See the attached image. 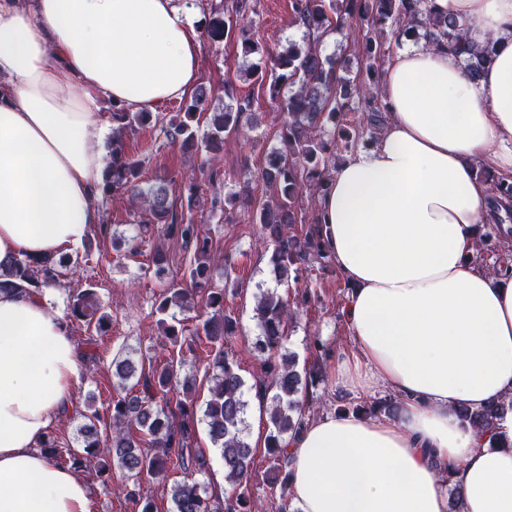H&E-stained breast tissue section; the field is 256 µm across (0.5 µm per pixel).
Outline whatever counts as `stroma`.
<instances>
[{
    "label": "stroma",
    "instance_id": "1",
    "mask_svg": "<svg viewBox=\"0 0 512 512\" xmlns=\"http://www.w3.org/2000/svg\"><path fill=\"white\" fill-rule=\"evenodd\" d=\"M256 13L250 18L254 38L266 50L272 51L287 45L288 41H301L302 32L292 21V0H254ZM366 31L364 22H353L341 33L329 36L321 44L324 55L345 60L351 80H359L364 64L358 54V44ZM256 56H244L235 39L213 43L200 39L197 84L211 89L215 99H222L225 85H233L240 92L253 93L256 122L249 140L228 136L223 152L209 161L207 173H199L198 160L181 150L179 145L166 140L160 127L142 130L128 137L126 150L145 159V183L169 176L173 204H180L186 193L189 178H196L204 191L205 199L223 198L224 195L250 189L254 201L268 199L267 188L257 177L258 169L267 155L280 143L277 135L284 118L274 103L264 93L256 79H248L244 71ZM105 227L94 231L84 250L90 255L89 263L79 264L69 271L59 284L52 287L48 297L53 308L66 310L67 300L74 289L86 283L95 284L103 302L112 307V329L99 337L97 363L94 375L84 376L75 388L74 405H83L88 395H95L98 409H106L113 393L112 359L131 356L160 363L169 360L173 352L165 346L157 326L158 316L152 306L155 295L169 283H186L188 268L177 245H169V265L164 276H156L148 267V255L131 256L113 251L112 238L129 236L139 218L130 207L123 192L112 193L102 200ZM204 230L211 238L213 249L228 262L229 279L226 283L224 311L235 318L239 325L236 336L227 339L224 348L234 355L247 386H254L262 375L259 361L252 354V342L257 334L254 318L255 298L260 290L275 289L281 296L296 300L300 284L277 282L269 264L270 249L258 246L257 225L251 224L247 215H238L234 223H225L222 214L204 213ZM483 243L474 252V259L489 274H497L506 264H512V247L503 244L500 225H492L482 232ZM349 294L345 280L334 265H327L313 282L311 299L301 306L297 323L288 328L289 351L296 353L299 365L314 362L308 341L319 337L326 353L323 357L322 381L313 389L312 415L349 410L374 401V394L354 395L337 389L332 383L331 372L338 354L349 347V337L342 310ZM268 420L263 409L248 410V440L253 449V473L249 495L265 504V512H275L269 502L270 483L275 477L265 454L264 439ZM92 493V512H137L133 502L121 492L126 478L119 468H112L106 477H99L95 468L81 471Z\"/></svg>",
    "mask_w": 512,
    "mask_h": 512
}]
</instances>
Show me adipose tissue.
Returning a JSON list of instances; mask_svg holds the SVG:
<instances>
[{
	"label": "adipose tissue",
	"mask_w": 512,
	"mask_h": 512,
	"mask_svg": "<svg viewBox=\"0 0 512 512\" xmlns=\"http://www.w3.org/2000/svg\"><path fill=\"white\" fill-rule=\"evenodd\" d=\"M496 37L472 80L457 57L397 49L377 141L337 165L319 199L322 238L351 291L350 346L333 372L387 390L398 417L327 413L286 436L293 512H512V415L494 435L460 407L512 395V278L472 256L505 216L476 166L512 177V0H433ZM182 0H0V262L58 258L101 224L109 126L100 104L150 109L184 96L198 39ZM83 368L46 295L0 292V512H91L88 485L39 443Z\"/></svg>",
	"instance_id": "ef3b65f1"
}]
</instances>
